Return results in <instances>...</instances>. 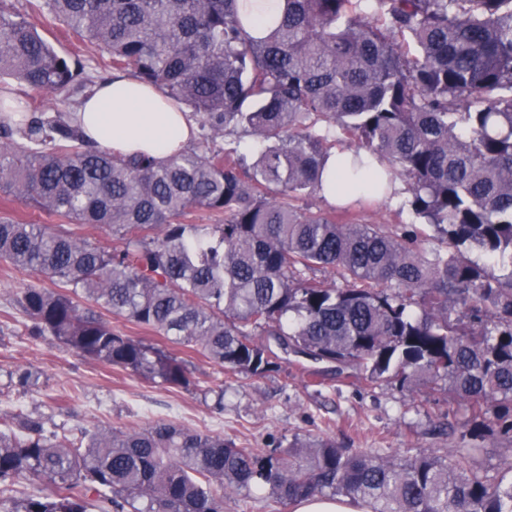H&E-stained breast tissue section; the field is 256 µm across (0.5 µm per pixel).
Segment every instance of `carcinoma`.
I'll return each instance as SVG.
<instances>
[{
	"instance_id": "carcinoma-1",
	"label": "carcinoma",
	"mask_w": 512,
	"mask_h": 512,
	"mask_svg": "<svg viewBox=\"0 0 512 512\" xmlns=\"http://www.w3.org/2000/svg\"><path fill=\"white\" fill-rule=\"evenodd\" d=\"M360 4L284 0L258 21L238 0H43L113 72L190 109L199 144L163 162L122 156L0 94V109L19 113L0 124V189L121 241L109 250L0 220V259L61 287L18 294L30 336L190 385L184 359L95 305L232 374L272 371L274 342L355 365L371 384L445 381L473 418L512 433V0H373L380 24ZM0 76L43 93L74 81L69 60L3 0ZM335 127L361 143L336 188L385 193L404 178L431 244L415 226L298 210L321 190ZM223 135L254 138L257 159L226 161L209 147ZM198 209L224 222L190 223ZM321 269L341 285L311 276ZM476 452L395 461L323 437L262 451L174 423L71 439L18 413L0 416V508L224 512L226 491L255 489L282 508L320 494L372 512H512V479L470 467ZM23 480L50 490L17 499Z\"/></svg>"
}]
</instances>
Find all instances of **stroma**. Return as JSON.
I'll list each match as a JSON object with an SVG mask.
<instances>
[{"label":"stroma","instance_id":"35a3bbf8","mask_svg":"<svg viewBox=\"0 0 512 512\" xmlns=\"http://www.w3.org/2000/svg\"><path fill=\"white\" fill-rule=\"evenodd\" d=\"M11 2L60 55L84 64L86 78L111 76L106 54L66 32L30 0ZM0 85L52 114H70L78 103L67 89L42 94L8 77L0 79ZM405 188L400 180L394 194L385 197L335 205L316 195L302 206L340 224H410L414 218L403 204ZM32 284L47 288L51 282L36 272L0 263V415L24 412L73 434L174 422L264 449L323 435L349 452L382 448L397 459L425 449L454 448L466 430L468 414L448 391L420 386L410 392L396 383L372 387L358 380L355 368L292 352H279L275 371L251 377L230 374L201 354L174 345L170 351L185 359L191 385L149 382L85 359L51 338L30 337V320L15 298ZM19 370L36 373V386H18L14 374ZM478 443L484 453L477 466L499 477L504 459L512 456V438L488 427L480 430Z\"/></svg>","mask_w":512,"mask_h":512}]
</instances>
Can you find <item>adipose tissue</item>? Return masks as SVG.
<instances>
[{
  "label": "adipose tissue",
  "instance_id": "adipose-tissue-1",
  "mask_svg": "<svg viewBox=\"0 0 512 512\" xmlns=\"http://www.w3.org/2000/svg\"><path fill=\"white\" fill-rule=\"evenodd\" d=\"M82 133L125 155L164 160L192 141L196 123L190 112L171 105L157 88L129 75L96 85L75 114Z\"/></svg>",
  "mask_w": 512,
  "mask_h": 512
}]
</instances>
